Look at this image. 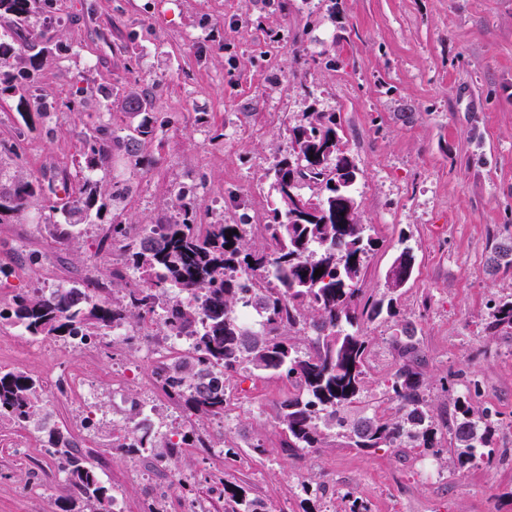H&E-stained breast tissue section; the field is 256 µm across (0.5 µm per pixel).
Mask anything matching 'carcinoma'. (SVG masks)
Returning <instances> with one entry per match:
<instances>
[{"instance_id": "carcinoma-1", "label": "carcinoma", "mask_w": 512, "mask_h": 512, "mask_svg": "<svg viewBox=\"0 0 512 512\" xmlns=\"http://www.w3.org/2000/svg\"><path fill=\"white\" fill-rule=\"evenodd\" d=\"M54 0H0V16L12 17V27L0 34V97L17 100V107L36 104L48 115L52 105L29 94L45 64L54 54L29 36L33 15L50 13ZM108 99L101 87L86 86L64 102L80 112L91 100ZM153 95L134 85L121 97V110L130 119L123 127L97 122L79 141L77 185L69 199L60 203L42 193L38 179L12 169L0 157V221L25 214L40 206V219L58 242L79 237L84 224L108 225L107 238L121 244L124 262L112 271V296L93 293L90 281L59 284L49 292L34 289L13 298V307L0 310V321L21 328L33 338L67 339L71 336H104L114 326L138 327L152 321L162 310L159 330L165 336L182 333L194 325L192 350L164 363L157 374L162 389L175 394L202 417L224 414L230 381L240 370L255 377L270 374L293 386L280 405L279 425L288 447L295 451L319 448L332 431L351 447L433 448L448 454L452 466L464 467L494 459L492 434L500 413L477 408L472 388L458 389L453 377L441 379L453 402V444L445 447L438 426L421 394L416 330L401 325L393 336L400 363L388 379L389 394L400 415H388L375 406L370 414L348 421L343 412L361 402L368 375L369 337L358 324L384 315H396L400 289L386 288L380 297L362 294L357 287L366 255L377 241L366 234L360 219L347 222L341 213L358 212L353 186L357 167L347 154L334 112H310L305 121L289 129L291 151L275 165V200L269 210L270 239L255 246L242 224H210L196 229V198L183 188L174 192L178 216L160 219L159 241L142 244L131 236L132 225L118 212L116 200L128 188L116 175L112 180L95 173L116 161L142 169L151 163L147 145L164 125L152 112ZM231 238H226V235ZM415 255L403 248L389 271L409 282ZM494 270L512 269V235L500 240L490 258ZM324 270L314 276L315 270ZM277 285L267 286L270 276ZM205 291L198 308L181 297L185 290ZM250 307L257 325L246 327L237 312ZM489 329L512 328V297L494 305ZM309 330L312 347L299 350L294 330ZM42 385L21 370H0V422L25 427L36 415ZM153 429L144 420L132 435L117 436L112 447L126 454H148L165 462L178 457L179 448L190 445ZM52 448L78 496L61 504L63 512H107L112 506L110 489L99 479L85 455L62 433L51 428ZM484 450L482 456L476 449ZM224 512H268L266 503L250 497L245 486L227 474L224 478Z\"/></svg>"}]
</instances>
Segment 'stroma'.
<instances>
[{
  "instance_id": "obj_1",
  "label": "stroma",
  "mask_w": 512,
  "mask_h": 512,
  "mask_svg": "<svg viewBox=\"0 0 512 512\" xmlns=\"http://www.w3.org/2000/svg\"><path fill=\"white\" fill-rule=\"evenodd\" d=\"M29 30L62 44L38 85L50 99L77 88L79 73L110 90L93 113L19 114L0 101V146H15V167L54 171L73 188L79 140L102 114L126 121L113 100L133 85H152L154 112L170 124L149 145V168L116 165L131 191L125 218L148 224L175 216L173 193L197 197L200 224L234 213L240 224L267 221L272 169L289 148L288 128L306 112H332L358 167L360 219L379 240L360 283L381 295L402 246L416 256L394 319L361 324L372 355L397 364L398 322L418 328L425 359L424 397L450 439L451 409L439 386L448 372L477 379L478 405L512 415V330L490 333L492 305L512 295V271L490 273L493 244L512 233V0H61ZM317 61L305 63V53ZM103 224L84 225L79 239L58 242L32 215L0 223V309L34 289L20 275L36 252L59 283L107 275L122 257ZM0 328V369H20L44 387L52 423L93 427L78 438L123 512H146L167 492L165 512H181L174 477L201 484L206 512L224 504V457L236 455L234 477L276 512H343L352 493L369 512H512V464L496 459L460 470H418L393 448H351L330 437L291 454L278 423L287 381L276 376L231 382L229 418H201L157 389L156 355L95 352L56 339L15 338ZM76 374L98 383L95 406L55 387ZM167 435L195 433L202 447L172 463L115 452L113 435L130 430L132 411ZM37 423L28 430L37 431ZM25 430V431H28ZM24 430L0 423V512H61L71 493L66 475L38 449L22 447ZM264 454L252 451L253 445ZM41 483L46 495L28 492Z\"/></svg>"
}]
</instances>
